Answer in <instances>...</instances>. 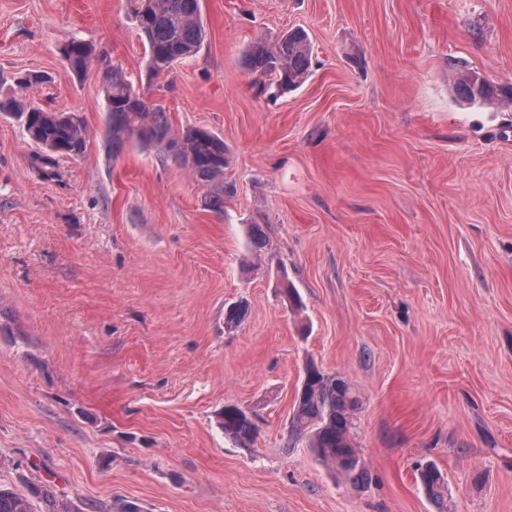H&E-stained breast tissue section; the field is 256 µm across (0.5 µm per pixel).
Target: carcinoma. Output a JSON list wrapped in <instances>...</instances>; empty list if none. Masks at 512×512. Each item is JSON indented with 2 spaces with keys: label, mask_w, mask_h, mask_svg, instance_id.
<instances>
[{
  "label": "carcinoma",
  "mask_w": 512,
  "mask_h": 512,
  "mask_svg": "<svg viewBox=\"0 0 512 512\" xmlns=\"http://www.w3.org/2000/svg\"><path fill=\"white\" fill-rule=\"evenodd\" d=\"M128 8L147 45L148 83H154L175 63L200 51L206 36L201 0H128ZM59 53L78 76L86 74L94 61L103 60L97 47L83 39L70 40L61 46ZM310 59L309 39L297 29L274 39L258 38L244 52L245 66L254 76L253 85L260 94L284 92L300 85L307 76ZM42 80L43 76L37 72L19 77L17 91L0 96V112L18 117L40 149L34 156L40 173L53 178L57 176L60 160L76 159L85 153L89 133L76 115L45 110L22 99L20 91ZM459 86L462 98L470 104L494 96L490 86H475L467 74ZM103 94L106 147L112 159H117L129 143L152 148L160 162L171 160L188 171L204 189V202L210 211L224 212V198L234 188L224 180L230 160L223 138L196 126L173 129L164 106L149 104L140 97L117 65L105 68ZM306 369L308 378L297 389L289 419L291 436L306 441L315 458L346 481L360 483L366 479V471L351 442L355 412L361 406L360 394L346 378L325 374L312 364ZM219 425L224 436L240 444L251 441L256 433L249 413L236 406L224 407ZM418 478L437 512H446L448 486L443 473L429 463L419 468ZM38 495L43 503L39 511L27 495L0 487V512H78L49 483L41 486Z\"/></svg>",
  "instance_id": "1"
}]
</instances>
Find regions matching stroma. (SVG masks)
<instances>
[{
    "mask_svg": "<svg viewBox=\"0 0 512 512\" xmlns=\"http://www.w3.org/2000/svg\"><path fill=\"white\" fill-rule=\"evenodd\" d=\"M201 5L203 49L150 85L126 0H0V87L46 73L27 100L90 132L50 180L0 114V484L51 482L82 512H435L430 461L448 512H512V97L456 91L512 87V0ZM291 29L307 80L257 94L244 50ZM75 37L174 128L223 138V214L154 151L107 156L102 70L59 54ZM310 360L360 393L367 483L290 438ZM228 404L253 415L248 447ZM471 74L472 73L464 75L459 82L464 101L473 104L490 100L495 95L494 90L487 83L485 87H476L475 84L470 81L469 76ZM219 425L224 435L234 442L246 444L256 433V426L249 413L236 406H225ZM418 478L428 500L437 512H446L445 501L448 490L443 473L432 463L419 468Z\"/></svg>",
    "mask_w": 512,
    "mask_h": 512,
    "instance_id": "stroma-1",
    "label": "stroma"
}]
</instances>
